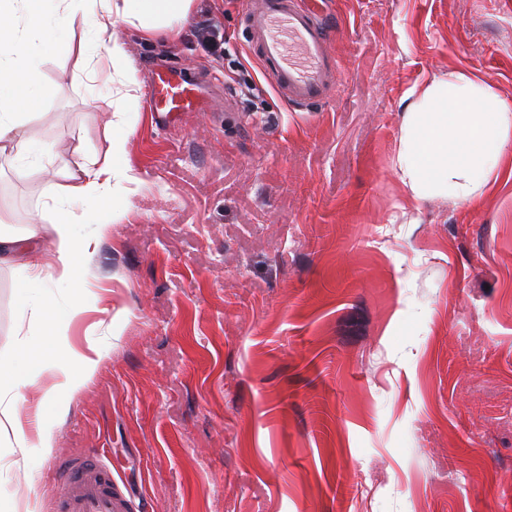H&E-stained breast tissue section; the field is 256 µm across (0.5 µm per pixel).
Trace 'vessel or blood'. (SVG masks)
Wrapping results in <instances>:
<instances>
[{
  "mask_svg": "<svg viewBox=\"0 0 512 512\" xmlns=\"http://www.w3.org/2000/svg\"><path fill=\"white\" fill-rule=\"evenodd\" d=\"M249 42L284 101L300 106L328 99L336 85L330 33L313 0H245ZM205 101L179 71L158 72L149 107L161 118L201 110ZM57 492L58 512H130L100 456L78 457Z\"/></svg>",
  "mask_w": 512,
  "mask_h": 512,
  "instance_id": "1",
  "label": "vessel or blood"
}]
</instances>
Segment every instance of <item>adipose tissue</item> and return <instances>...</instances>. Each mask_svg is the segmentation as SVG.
<instances>
[{"label":"adipose tissue","instance_id":"adipose-tissue-1","mask_svg":"<svg viewBox=\"0 0 512 512\" xmlns=\"http://www.w3.org/2000/svg\"><path fill=\"white\" fill-rule=\"evenodd\" d=\"M99 8L85 17L92 34L107 31L113 19H121L144 35L178 37L190 14L193 0H97ZM74 0H0V153L20 161L19 175L43 171L42 152L29 132L31 107L53 98L54 84L44 82L39 71V53L47 26L67 28ZM106 53L122 78L124 93L106 99L105 109L121 116L124 100L138 90L136 71L121 39L110 38ZM126 141L111 140L108 149L75 160L67 167L65 182L31 223L52 229L53 268L44 274L34 263L31 235L0 233V245L8 253L24 256L18 287L26 300L23 311L30 327L40 335L55 336L67 320L84 307V272L98 239L121 219L116 205L140 184L139 173L123 163ZM512 148V101L489 84L459 70L434 76L403 114L400 147L393 169L407 195L417 201L434 197L471 203L484 181L494 173L493 161ZM83 204L90 217L89 230L78 234L80 219L75 204ZM66 285L65 304L47 296V282ZM100 349L82 353L68 348L53 353L45 345L22 336L16 359L0 358V434L13 435L19 449L51 445L52 431L42 425L36 440H29L19 421L16 402L21 387L50 377L44 399L54 402L75 392L95 372Z\"/></svg>","mask_w":512,"mask_h":512}]
</instances>
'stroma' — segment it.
Returning <instances> with one entry per match:
<instances>
[{"mask_svg":"<svg viewBox=\"0 0 512 512\" xmlns=\"http://www.w3.org/2000/svg\"><path fill=\"white\" fill-rule=\"evenodd\" d=\"M332 96L271 90L243 0H195L181 38L116 22L140 84L169 67L211 103L157 125L75 22L43 37L56 96L29 128L61 170L127 139L143 183L97 244L84 308L46 345L102 350L51 448L17 472L0 446V512H57L55 464L104 452L135 512H512V155L473 205L415 202L392 167L408 89L460 69L512 100V0H323ZM266 86L225 84V50ZM0 190L32 213L55 180ZM0 264V357L26 302ZM111 322L113 338L100 322Z\"/></svg>","mask_w":512,"mask_h":512,"instance_id":"stroma-1","label":"stroma"}]
</instances>
